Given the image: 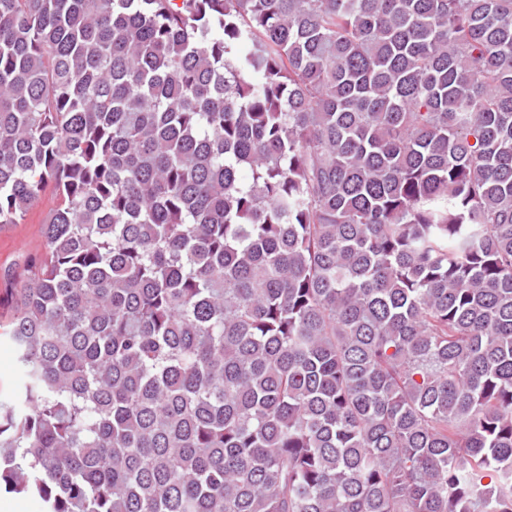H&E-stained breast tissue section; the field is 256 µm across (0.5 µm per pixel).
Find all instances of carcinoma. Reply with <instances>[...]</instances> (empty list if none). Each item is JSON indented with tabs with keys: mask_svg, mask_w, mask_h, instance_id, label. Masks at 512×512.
Returning <instances> with one entry per match:
<instances>
[{
	"mask_svg": "<svg viewBox=\"0 0 512 512\" xmlns=\"http://www.w3.org/2000/svg\"><path fill=\"white\" fill-rule=\"evenodd\" d=\"M47 196L0 488L512 512V0H0V224Z\"/></svg>",
	"mask_w": 512,
	"mask_h": 512,
	"instance_id": "1",
	"label": "carcinoma"
}]
</instances>
